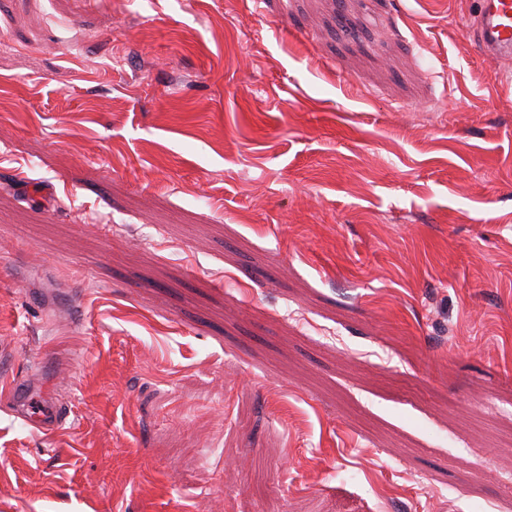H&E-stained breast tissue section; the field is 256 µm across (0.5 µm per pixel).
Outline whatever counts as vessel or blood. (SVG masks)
<instances>
[{
  "label": "vessel or blood",
  "instance_id": "b4317fda",
  "mask_svg": "<svg viewBox=\"0 0 512 512\" xmlns=\"http://www.w3.org/2000/svg\"><path fill=\"white\" fill-rule=\"evenodd\" d=\"M476 46L484 56L503 62L512 60V0H481L477 14ZM29 378L11 380L6 398L10 411L24 422L50 432L65 420L62 409L18 396L20 386L29 385Z\"/></svg>",
  "mask_w": 512,
  "mask_h": 512
}]
</instances>
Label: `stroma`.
I'll use <instances>...</instances> for the list:
<instances>
[{
    "mask_svg": "<svg viewBox=\"0 0 512 512\" xmlns=\"http://www.w3.org/2000/svg\"><path fill=\"white\" fill-rule=\"evenodd\" d=\"M476 14L0 0V349L70 410L0 406V512H512V84ZM24 385L29 390V396L20 400L18 397L19 387ZM33 386L28 377L15 378L10 381V387L7 390L6 398L9 403L10 411L24 422L35 426L43 432H51L62 424L66 417L61 406L55 409L45 403L38 404L34 402Z\"/></svg>",
    "mask_w": 512,
    "mask_h": 512,
    "instance_id": "stroma-1",
    "label": "stroma"
}]
</instances>
